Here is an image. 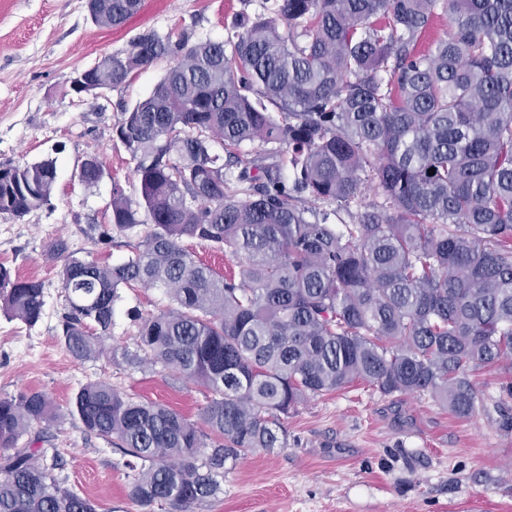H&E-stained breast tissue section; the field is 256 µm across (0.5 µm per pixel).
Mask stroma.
I'll use <instances>...</instances> for the list:
<instances>
[{"label": "stroma", "mask_w": 512, "mask_h": 512, "mask_svg": "<svg viewBox=\"0 0 512 512\" xmlns=\"http://www.w3.org/2000/svg\"><path fill=\"white\" fill-rule=\"evenodd\" d=\"M260 0H144L139 14L106 28L87 0H0V163L56 164L49 204L23 218L0 214V264L44 285L35 326L0 310V397L45 393L56 419L34 427L21 446L58 461L64 488L89 498L97 512H141L127 496L123 453L86 433L70 403L81 385L104 380L137 400L170 406L197 420L207 389L161 367L132 370L124 351L137 348L134 313H155L169 299L159 287L121 288L107 356L74 359L61 333L66 313L63 259L122 261L146 229L117 234L108 204L113 184L135 194V163L113 136L121 106L147 97L169 67L159 60L126 85L78 95L74 72L118 55L146 30L188 28L194 39L223 40L228 28L261 13ZM93 156L104 173L92 185L74 176ZM475 410L466 418L426 394L384 395L357 384L313 397L281 416L287 445L257 450L226 471L223 491L193 512H512V369L473 371Z\"/></svg>", "instance_id": "obj_1"}]
</instances>
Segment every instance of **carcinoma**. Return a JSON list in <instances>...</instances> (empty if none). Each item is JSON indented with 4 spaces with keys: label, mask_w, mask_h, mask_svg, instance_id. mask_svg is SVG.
I'll return each instance as SVG.
<instances>
[{
    "label": "carcinoma",
    "mask_w": 512,
    "mask_h": 512,
    "mask_svg": "<svg viewBox=\"0 0 512 512\" xmlns=\"http://www.w3.org/2000/svg\"><path fill=\"white\" fill-rule=\"evenodd\" d=\"M139 2L89 9L114 27ZM273 13L222 41L144 31L101 60L114 88L171 65L115 127L137 197L113 184L112 230L146 225L142 242L112 266L54 246L64 343L100 357L119 288L162 286L171 307L139 317L123 358L210 391L196 421L106 381L76 392L85 430L130 457L141 512L217 497L227 464L285 447L279 415L312 396L361 382L466 418L469 372L512 361V0H274ZM441 15L448 35L423 44ZM55 179L49 158L0 163V214L48 203ZM341 209L351 223H328ZM185 238L241 258L238 273L196 263ZM0 301L34 326L43 286L0 265ZM55 418L42 392L0 398V512H96L18 447Z\"/></svg>",
    "instance_id": "1"
}]
</instances>
